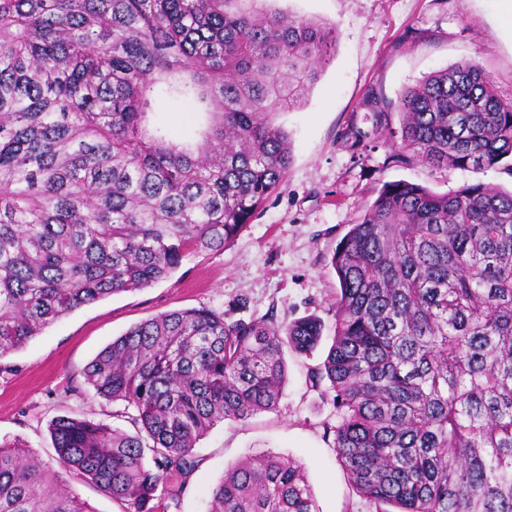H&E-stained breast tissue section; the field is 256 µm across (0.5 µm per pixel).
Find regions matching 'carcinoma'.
<instances>
[{
  "label": "carcinoma",
  "mask_w": 512,
  "mask_h": 512,
  "mask_svg": "<svg viewBox=\"0 0 512 512\" xmlns=\"http://www.w3.org/2000/svg\"><path fill=\"white\" fill-rule=\"evenodd\" d=\"M267 0H0V362L48 325L168 278L231 244L292 163L279 115L298 108L336 30ZM159 102L206 114L192 141ZM395 156L431 168L512 167V99L464 60L406 87ZM331 345L312 385L332 398L336 459L376 512H512V191L383 184L336 246ZM314 316L277 325L209 306L129 328L83 371L133 431L63 415L55 465L0 442V512H89L65 476L124 512H155L167 475L225 419L276 408L285 349L322 341ZM210 512H316L302 464H230Z\"/></svg>",
  "instance_id": "cac0c4a2"
}]
</instances>
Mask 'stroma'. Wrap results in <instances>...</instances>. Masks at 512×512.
I'll use <instances>...</instances> for the list:
<instances>
[{"instance_id": "stroma-1", "label": "stroma", "mask_w": 512, "mask_h": 512, "mask_svg": "<svg viewBox=\"0 0 512 512\" xmlns=\"http://www.w3.org/2000/svg\"><path fill=\"white\" fill-rule=\"evenodd\" d=\"M273 9L335 27L336 49L306 102L278 122L291 139L293 161L240 235L221 251L192 253L167 279L106 297L62 317L30 340L0 371V441L19 440L51 461L48 426L82 415L126 427L121 404L84 394L83 370L130 327L177 309L210 306L236 318L273 313L276 323L318 317L325 341L309 355L286 353L287 380L278 406L245 420L214 425L199 441L188 478L165 480L156 512H208L211 489L225 467L270 450L303 464L319 512H375L352 489L333 451L338 413L311 387L334 326L337 243L359 223L387 182L408 181L437 193L483 182L512 189V168L435 170L412 159L391 160L390 132L361 109L367 89L396 101L403 89L462 60L480 62L501 97L512 98V27L501 0H272ZM361 133L359 146L345 135ZM178 491L170 500L169 491Z\"/></svg>"}]
</instances>
